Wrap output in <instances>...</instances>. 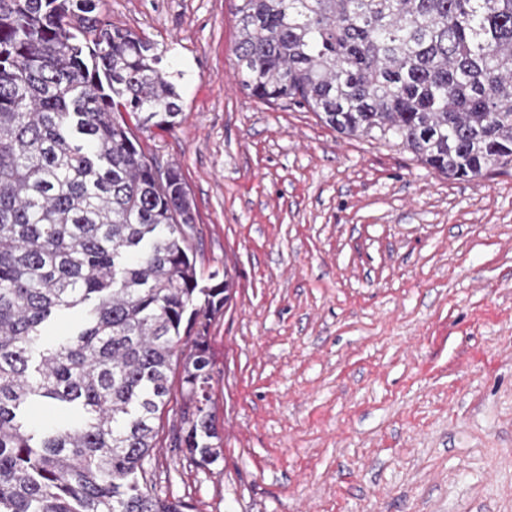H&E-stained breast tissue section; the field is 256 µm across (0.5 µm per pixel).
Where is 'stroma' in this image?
I'll return each instance as SVG.
<instances>
[{
  "instance_id": "35a3bbf8",
  "label": "stroma",
  "mask_w": 512,
  "mask_h": 512,
  "mask_svg": "<svg viewBox=\"0 0 512 512\" xmlns=\"http://www.w3.org/2000/svg\"><path fill=\"white\" fill-rule=\"evenodd\" d=\"M149 37L183 112L138 135L179 167L223 453L157 414L147 477L186 512H512V167L469 181L234 80L232 0H105Z\"/></svg>"
}]
</instances>
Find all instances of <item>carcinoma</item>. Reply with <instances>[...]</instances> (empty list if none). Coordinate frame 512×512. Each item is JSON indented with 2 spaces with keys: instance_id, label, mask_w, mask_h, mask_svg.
<instances>
[{
  "instance_id": "carcinoma-1",
  "label": "carcinoma",
  "mask_w": 512,
  "mask_h": 512,
  "mask_svg": "<svg viewBox=\"0 0 512 512\" xmlns=\"http://www.w3.org/2000/svg\"><path fill=\"white\" fill-rule=\"evenodd\" d=\"M101 0H0V512H182L145 464L182 366L175 451L222 452L178 167L133 129L183 112L157 43ZM238 84L454 180L512 165V0H237ZM78 311L63 336L46 329ZM34 407L62 411L36 424Z\"/></svg>"
}]
</instances>
